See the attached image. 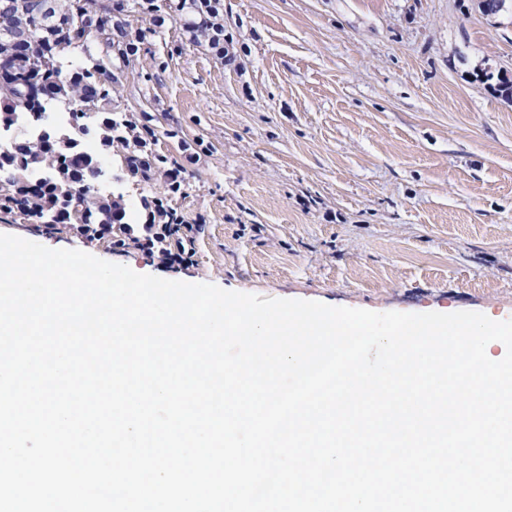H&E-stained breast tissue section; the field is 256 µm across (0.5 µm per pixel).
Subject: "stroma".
Segmentation results:
<instances>
[{
	"label": "stroma",
	"mask_w": 512,
	"mask_h": 512,
	"mask_svg": "<svg viewBox=\"0 0 512 512\" xmlns=\"http://www.w3.org/2000/svg\"><path fill=\"white\" fill-rule=\"evenodd\" d=\"M218 59L177 11L112 95L148 112L186 184L195 264L101 246L141 274L375 312L512 320V0H223Z\"/></svg>",
	"instance_id": "35a3bbf8"
}]
</instances>
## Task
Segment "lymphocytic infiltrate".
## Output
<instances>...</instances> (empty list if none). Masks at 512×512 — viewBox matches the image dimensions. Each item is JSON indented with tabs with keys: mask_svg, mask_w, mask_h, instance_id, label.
Here are the masks:
<instances>
[{
	"mask_svg": "<svg viewBox=\"0 0 512 512\" xmlns=\"http://www.w3.org/2000/svg\"><path fill=\"white\" fill-rule=\"evenodd\" d=\"M70 122L73 129L70 135H63L47 124L37 136L42 150L58 156L53 182H45L40 176L33 179L47 202V211L53 214L50 222L39 224V232L51 236L59 225L68 224L85 247L104 244L111 249H123L133 245L150 257L157 254L156 244L168 238L187 239L190 225L155 197L141 203V226L129 223L123 195L104 193L102 186L108 176L98 153L85 146L86 140L93 137V127L81 112L71 113ZM20 123V116L0 113V135L7 140L6 146L0 147L1 172L27 168V139L16 133ZM157 140L150 126L129 123L122 141L125 162L115 175L116 181L149 182L159 177L164 179L169 192L180 193L185 183L184 169L176 160L156 153Z\"/></svg>",
	"mask_w": 512,
	"mask_h": 512,
	"instance_id": "1",
	"label": "lymphocytic infiltrate"
}]
</instances>
